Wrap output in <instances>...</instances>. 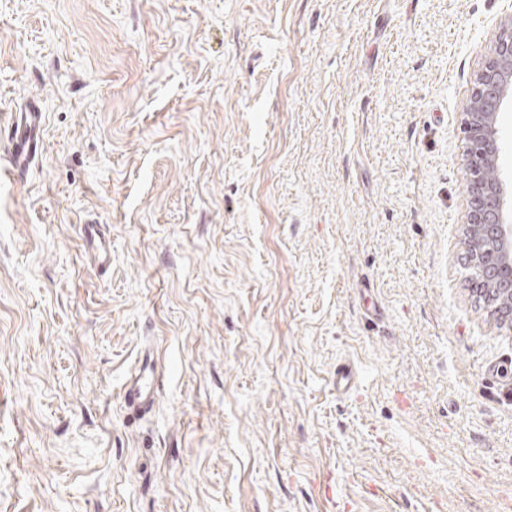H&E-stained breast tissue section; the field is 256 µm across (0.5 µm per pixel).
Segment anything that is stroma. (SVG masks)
Wrapping results in <instances>:
<instances>
[{
	"instance_id": "obj_1",
	"label": "stroma",
	"mask_w": 512,
	"mask_h": 512,
	"mask_svg": "<svg viewBox=\"0 0 512 512\" xmlns=\"http://www.w3.org/2000/svg\"><path fill=\"white\" fill-rule=\"evenodd\" d=\"M511 16L0 0V126L44 116L20 179L0 135V512H512V330L470 282L462 129ZM81 232L85 249L92 251L96 265L108 267L112 261V245L101 234L100 224H82ZM123 399L129 415L144 416L155 401L152 379L145 374L131 376L126 382Z\"/></svg>"
}]
</instances>
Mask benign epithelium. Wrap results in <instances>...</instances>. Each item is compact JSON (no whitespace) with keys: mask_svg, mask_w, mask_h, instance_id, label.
<instances>
[{"mask_svg":"<svg viewBox=\"0 0 512 512\" xmlns=\"http://www.w3.org/2000/svg\"><path fill=\"white\" fill-rule=\"evenodd\" d=\"M512 103V32L499 37L492 55L477 70L463 117L470 179L468 265L476 270L475 290L495 320L512 329V188L485 171L497 168L503 142L501 112Z\"/></svg>","mask_w":512,"mask_h":512,"instance_id":"obj_1","label":"benign epithelium"}]
</instances>
